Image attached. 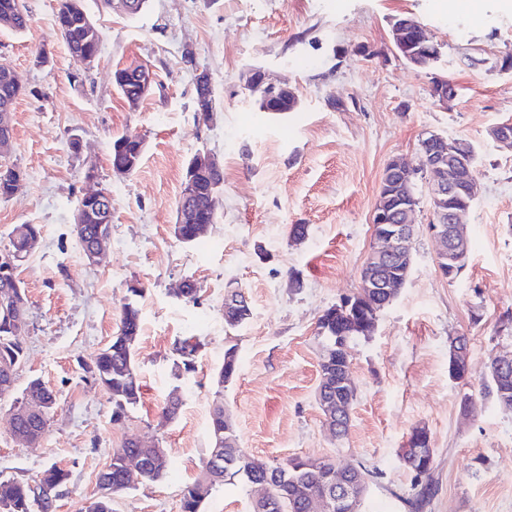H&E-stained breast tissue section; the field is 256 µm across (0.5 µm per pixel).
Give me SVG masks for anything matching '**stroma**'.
<instances>
[{
	"mask_svg": "<svg viewBox=\"0 0 512 512\" xmlns=\"http://www.w3.org/2000/svg\"><path fill=\"white\" fill-rule=\"evenodd\" d=\"M29 25L0 28V64L24 89L12 114L11 163L25 173L0 197V251L17 224H38L42 240L19 266L28 323L19 385L41 378L58 408L35 446L14 441L0 399V478L34 483L50 465L69 472L49 512H82L98 494L96 477L124 441L167 448L166 477L112 498V512H182L187 485L210 448L216 371L235 347L238 372L224 389L239 448L275 463L332 458L371 472L363 512H413L418 490L399 462L412 429L425 427L434 449L433 482L420 512H512V411L488 392V363L512 352V149L488 130L512 120V10L500 0H147L135 15L103 0H82L101 31L97 61L84 70L56 26L58 0H23ZM412 17L440 48L419 69L396 51L395 21ZM46 49L48 61L35 54ZM148 66L151 93L130 108L112 81L116 68ZM251 68L298 97L291 112H258L241 74ZM211 77L215 110L195 119L196 77ZM448 81L441 104L433 87ZM468 142L482 192L464 223L469 259L455 279L438 269L432 178L419 171L428 134ZM82 139L81 152L70 147ZM144 143L140 167L112 172L113 139ZM210 152L220 165L223 205L206 235L183 244L173 232L185 168ZM417 167L414 220L419 233L404 288L378 315L369 338L350 348L356 386L346 435L326 428L315 399L321 345L317 322L354 293L372 242V218L387 162ZM95 169L112 196V233L101 264L85 259L73 211ZM307 236L290 241L291 225ZM194 280L193 303L176 289ZM141 328L134 342L139 402L113 420L108 392L82 365L120 324L130 285ZM242 291L250 318L224 324L228 290ZM470 338V374L448 376L450 337ZM196 345L194 369L178 374L175 346ZM177 418L161 412L172 391ZM472 395V416L461 413Z\"/></svg>",
	"mask_w": 512,
	"mask_h": 512,
	"instance_id": "35a3bbf8",
	"label": "stroma"
}]
</instances>
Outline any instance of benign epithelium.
<instances>
[{"label": "benign epithelium", "instance_id": "1", "mask_svg": "<svg viewBox=\"0 0 512 512\" xmlns=\"http://www.w3.org/2000/svg\"><path fill=\"white\" fill-rule=\"evenodd\" d=\"M418 27L421 38L411 35L412 27ZM393 42L399 54L411 65L421 68L425 62L415 48L417 41H426L421 23L411 19L393 25ZM139 85V93L146 97L154 86L155 76L147 66H141L134 73ZM243 86L251 92L262 95L274 110L283 108V101H298L293 88L275 84L268 80L260 68H251L241 76ZM488 137L495 143L512 147V122L493 125L488 130ZM419 169L430 172L434 177L432 189L434 221L427 225L430 236L438 241V268L443 276L457 272L456 263L467 252L461 231L462 216L472 207L480 194L481 186L471 164L472 146L459 139H447L434 136L421 139L418 147ZM417 169V170H419ZM417 170L410 168L398 158L391 159L384 170L381 187L388 193L378 196L373 214V247L367 257L366 265L373 273L361 278L356 293L345 297L332 307L330 314L339 321L352 325H361L372 329L376 317L370 313L374 304L370 298L376 292L389 291L398 287L394 269L395 263L406 260L411 254L415 224L412 215L416 205L413 199L411 178ZM219 168L209 155L198 153L188 162L183 182V198L186 204L180 207L178 223L197 224L199 232H204L207 225L204 216L216 203L212 197L199 195L198 176L203 173H217ZM109 202L102 189H89L80 197L77 217H82L85 210H94L101 215L107 213ZM246 301L235 293H230L224 301V318L239 319L245 315ZM449 367L454 375L467 377L469 373V352L459 349L458 337L450 340ZM348 354L336 356V384L342 387L336 395L341 398L353 384L348 377ZM146 469L145 459L137 455L126 456V472L123 483L131 485L134 479H143ZM347 468H338L329 474L328 489L321 498L311 500L308 508L318 506L320 512L336 508L340 512H354V504L345 491V472Z\"/></svg>", "mask_w": 512, "mask_h": 512}]
</instances>
